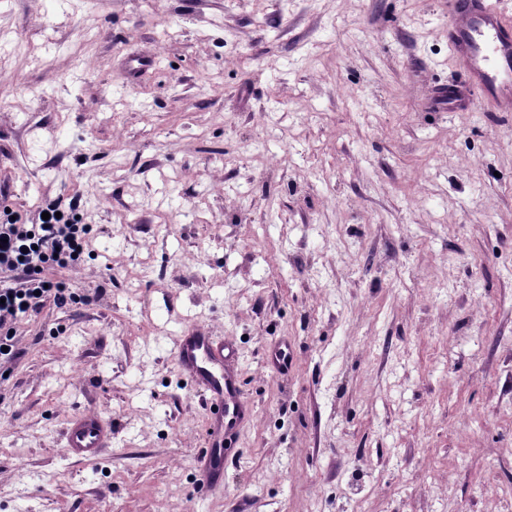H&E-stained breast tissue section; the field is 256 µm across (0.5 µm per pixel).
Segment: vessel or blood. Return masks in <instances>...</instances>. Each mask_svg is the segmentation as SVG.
<instances>
[{"label":"vessel or blood","instance_id":"b4317fda","mask_svg":"<svg viewBox=\"0 0 512 512\" xmlns=\"http://www.w3.org/2000/svg\"><path fill=\"white\" fill-rule=\"evenodd\" d=\"M448 46L464 82L451 86L444 99L449 111L493 104L512 109V24L497 0H448ZM178 370L202 392L210 409L209 434L196 458V490L205 492L224 483V468L233 439L250 413L242 398L237 352L232 344L192 329L173 344ZM112 441V431L94 412L72 416L66 426L68 457L98 458Z\"/></svg>","mask_w":512,"mask_h":512}]
</instances>
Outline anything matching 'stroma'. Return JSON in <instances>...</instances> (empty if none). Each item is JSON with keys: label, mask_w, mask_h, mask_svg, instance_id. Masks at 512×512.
I'll use <instances>...</instances> for the list:
<instances>
[{"label": "stroma", "mask_w": 512, "mask_h": 512, "mask_svg": "<svg viewBox=\"0 0 512 512\" xmlns=\"http://www.w3.org/2000/svg\"><path fill=\"white\" fill-rule=\"evenodd\" d=\"M459 81L447 0H0V211L79 197L52 275L95 297L0 366V512H500L512 112L442 111ZM190 324L251 407L203 496ZM112 430L94 412L72 416L66 426L64 451L70 458L92 460L98 458L111 444Z\"/></svg>", "instance_id": "obj_1"}]
</instances>
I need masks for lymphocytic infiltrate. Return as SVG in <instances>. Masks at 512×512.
<instances>
[{"mask_svg":"<svg viewBox=\"0 0 512 512\" xmlns=\"http://www.w3.org/2000/svg\"><path fill=\"white\" fill-rule=\"evenodd\" d=\"M78 199L42 200V217L21 224L0 215V271L13 280H0V364L15 359L17 324L39 313L46 303L66 306L81 298L61 283L47 281L50 267L66 268L81 261L89 249L91 227L84 224Z\"/></svg>","mask_w":512,"mask_h":512,"instance_id":"f902f5d3","label":"lymphocytic infiltrate"}]
</instances>
